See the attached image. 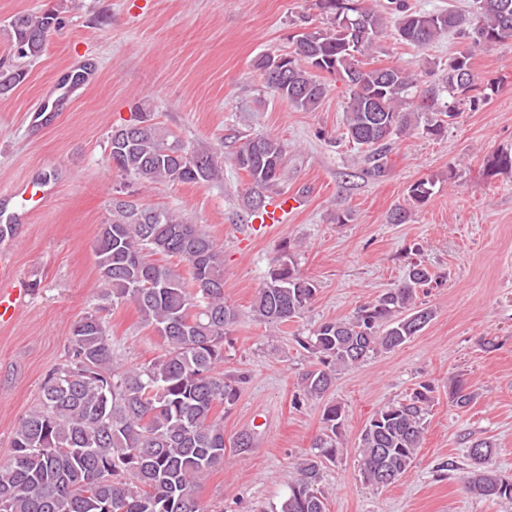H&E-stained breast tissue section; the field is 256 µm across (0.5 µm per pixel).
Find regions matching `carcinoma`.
<instances>
[{"mask_svg":"<svg viewBox=\"0 0 512 512\" xmlns=\"http://www.w3.org/2000/svg\"><path fill=\"white\" fill-rule=\"evenodd\" d=\"M395 27L402 40L423 47L439 34L454 31L468 46L438 69V84L417 89L412 69L370 66L384 17L368 0H317L330 16V27L303 32L294 51L265 54L256 67L279 98L302 111L316 109L328 86L324 72L350 87L346 135L367 148L365 174L387 175L389 142L417 128L430 136L445 133L461 105L476 106L471 94L472 50L512 42V0H476L471 14L426 13L392 0ZM56 16H14L10 23L17 57L35 59L49 40L40 37ZM287 78L268 80L276 65ZM470 76L469 81L460 75ZM137 134L129 126L112 130L109 160L125 177L146 184H204L220 178L224 153L207 144L184 145L169 137L149 112H138ZM285 144L257 136L233 154L237 169L249 178L247 202L252 213L265 207L264 192L279 180ZM435 181L420 179L409 198L421 206L431 199ZM178 258L188 276L155 256ZM95 267L104 299L131 303L141 320L163 339V353L132 367L112 352V327L99 312L87 313L71 327L66 359L51 369L35 406L18 421L9 459L0 463V512H209L195 494L205 477L224 463V424L219 405H232L237 389L224 381V335L240 316L224 300V252L201 227L169 208L142 206L112 198L94 244ZM438 282L420 263L404 281L360 305L354 315L321 323L301 348L316 359L302 375L304 395L321 399L336 373L380 351H393L421 332L433 318L416 305L418 293ZM317 287L294 266L282 263L268 271L250 307L266 325L293 322L310 308ZM433 390L420 384L404 399L374 413L358 438L361 477L384 488L413 467L433 406ZM459 409L474 392L464 382L451 391ZM322 434L311 452L295 464L288 494L279 512H327L318 487L321 467L339 454L344 422L338 404L322 410ZM493 444L468 446L469 471L462 490L491 500L512 502V477L493 467Z\"/></svg>","mask_w":512,"mask_h":512,"instance_id":"carcinoma-1","label":"carcinoma"}]
</instances>
